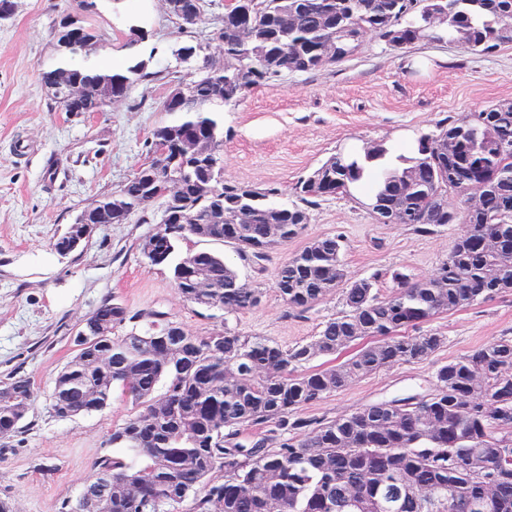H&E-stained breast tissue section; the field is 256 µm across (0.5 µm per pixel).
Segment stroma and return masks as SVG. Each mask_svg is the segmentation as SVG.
I'll use <instances>...</instances> for the list:
<instances>
[{
  "mask_svg": "<svg viewBox=\"0 0 512 512\" xmlns=\"http://www.w3.org/2000/svg\"><path fill=\"white\" fill-rule=\"evenodd\" d=\"M65 11L79 14V0H18L14 16L0 20V382L23 375L39 393L20 432L0 438V498H10L18 512H59L75 500L95 462L112 453V428L132 413L117 395L104 411L70 419L55 417L49 406L54 377L75 353L81 320L103 300L133 313H170L196 335L226 323L290 346L341 308L333 297L298 316L273 286L276 266L309 239L342 235L350 278L397 269L419 280L447 258L459 232L452 224L420 236L404 224L376 223L357 202L337 197L313 207L302 234L271 251L259 268L239 260L231 244L188 242L190 250L224 256L263 289L259 310L229 319L219 311L197 314L179 296L169 266L142 256L139 244L155 225L104 224L78 251L60 256L52 243L73 217L130 178L153 131L177 119L156 108L168 92L161 82L137 84L101 112L49 110L40 71L56 61L53 32ZM85 21L102 36L97 60L141 61L151 70L176 65L179 38L161 0H138L132 10L120 0H97ZM135 25L140 34L132 33ZM510 101L512 44L486 56L445 43L401 53L367 36L341 64L260 86L221 112L224 176L277 188L276 202L288 204L297 179L335 152L377 143L391 148L433 131L445 116ZM426 328L446 338L433 359L361 377L305 408L304 416L330 418L428 393L437 363L512 336V294L439 314Z\"/></svg>",
  "mask_w": 512,
  "mask_h": 512,
  "instance_id": "stroma-1",
  "label": "stroma"
}]
</instances>
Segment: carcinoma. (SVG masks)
I'll return each instance as SVG.
<instances>
[{"mask_svg":"<svg viewBox=\"0 0 512 512\" xmlns=\"http://www.w3.org/2000/svg\"><path fill=\"white\" fill-rule=\"evenodd\" d=\"M169 2L168 17L188 37L173 56L194 62L190 72L96 63L87 42L100 37L85 27L82 43L40 76L50 109L63 112L102 111L106 88L122 98L145 81L183 88L178 104L158 103L181 118L153 131L147 162L99 202L119 201L105 213L107 224L133 214L142 224L183 216L140 249L152 264L172 266L185 302L236 316L257 310L264 291L221 255L179 253L182 243H231L258 264L300 236L309 209L329 198L359 195L378 224L385 207L411 209L410 228L420 236L450 224L459 233L434 274L415 281L396 271L353 280L344 273L341 236L309 240L275 269L274 288L299 316L335 292L342 310L289 347L227 325L195 335L161 311L128 330L138 316L103 302L82 321L50 409L62 419L100 412L118 390L134 413L112 429L115 451L95 463L62 512H91L93 492L103 495V512H178L186 502L187 512H512V337L438 364L434 389L419 397L333 418L302 415L357 378L433 357L445 337L422 325L435 316L512 292V103L449 116L393 156L381 144L332 154L280 206L269 202L275 188L224 179V129L215 115L258 86L344 62L366 35L399 52L446 40L493 53L512 43V0H229L212 48L187 19L204 21L213 0ZM73 84L80 99L63 101ZM189 136L209 148L182 154L177 145ZM476 192L483 203L471 211L466 203ZM243 211L247 220L238 224ZM384 276L392 282L385 293ZM37 397L25 376L0 384L1 438L21 429ZM257 426L266 433L242 439Z\"/></svg>","mask_w":512,"mask_h":512,"instance_id":"1","label":"carcinoma"}]
</instances>
